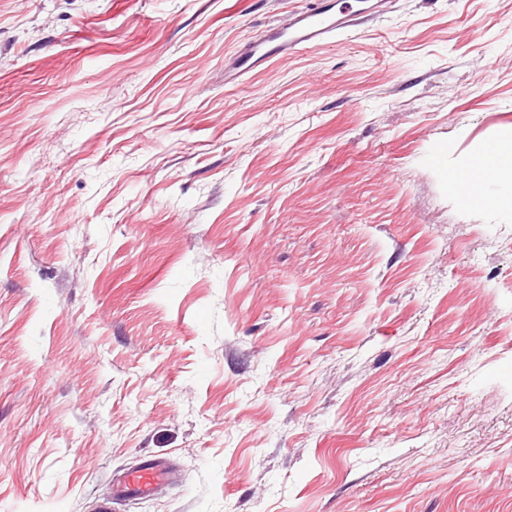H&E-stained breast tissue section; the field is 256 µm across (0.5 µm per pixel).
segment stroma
Returning <instances> with one entry per match:
<instances>
[{"instance_id": "1", "label": "stroma", "mask_w": 512, "mask_h": 512, "mask_svg": "<svg viewBox=\"0 0 512 512\" xmlns=\"http://www.w3.org/2000/svg\"><path fill=\"white\" fill-rule=\"evenodd\" d=\"M310 3L0 0V512H512V0ZM313 7L288 15L272 33L263 40L249 41L235 61L238 78L246 76L254 64L279 55L300 53L317 45L332 43L342 33H353L363 23V19H379L388 9V0H377L372 12L355 9L349 2L335 3L327 0H314ZM336 7V10L334 8ZM277 44L265 50L268 43ZM259 54V55H258ZM480 179L502 189L495 200L512 208V127L503 129L496 142L464 168L455 178ZM175 478L173 470L163 461H144L139 467L119 476L114 481L112 500H104L96 508L97 512H112L116 500L144 498L153 495L164 483Z\"/></svg>"}]
</instances>
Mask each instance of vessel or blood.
<instances>
[{"instance_id":"vessel-or-blood-1","label":"vessel or blood","mask_w":512,"mask_h":512,"mask_svg":"<svg viewBox=\"0 0 512 512\" xmlns=\"http://www.w3.org/2000/svg\"><path fill=\"white\" fill-rule=\"evenodd\" d=\"M389 0H376L371 12L354 8L350 0H314L312 7L288 15L273 29L269 40L248 42L236 58V74L243 77L254 64L279 56L300 53L335 41L343 33L356 32L365 17L381 18ZM175 478L165 462L148 460L119 476L114 482L112 499L99 503L97 512H112L115 501L153 495L164 483Z\"/></svg>"}]
</instances>
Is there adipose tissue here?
<instances>
[{
	"instance_id": "1",
	"label": "adipose tissue",
	"mask_w": 512,
	"mask_h": 512,
	"mask_svg": "<svg viewBox=\"0 0 512 512\" xmlns=\"http://www.w3.org/2000/svg\"><path fill=\"white\" fill-rule=\"evenodd\" d=\"M459 177L480 179L500 186L498 203L512 207V127L503 129L496 142L464 168Z\"/></svg>"
}]
</instances>
